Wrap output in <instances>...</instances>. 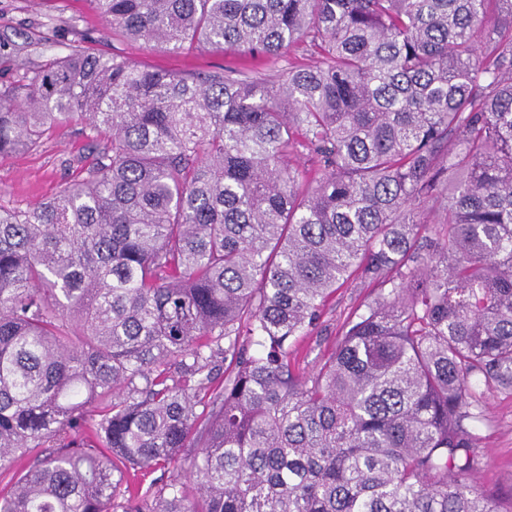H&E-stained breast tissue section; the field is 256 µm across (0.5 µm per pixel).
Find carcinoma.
<instances>
[{"mask_svg":"<svg viewBox=\"0 0 512 512\" xmlns=\"http://www.w3.org/2000/svg\"><path fill=\"white\" fill-rule=\"evenodd\" d=\"M90 2L288 67L72 47L0 87V154L74 117L103 143L0 208V512H142L158 468L148 512H503L473 476L476 383L512 390V0ZM356 273L387 293L296 375Z\"/></svg>","mask_w":512,"mask_h":512,"instance_id":"cac0c4a2","label":"carcinoma"}]
</instances>
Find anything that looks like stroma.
Wrapping results in <instances>:
<instances>
[{
  "label": "stroma",
  "instance_id": "35a3bbf8",
  "mask_svg": "<svg viewBox=\"0 0 512 512\" xmlns=\"http://www.w3.org/2000/svg\"><path fill=\"white\" fill-rule=\"evenodd\" d=\"M73 44L182 75L228 67L260 75L270 73L272 67L265 57L227 53L219 47L177 49L124 38L90 0H0V86L64 54ZM94 156V145L75 120L56 125L28 150L0 154V207L24 209L54 197ZM380 293L378 284L354 277L328 296L320 322L292 343L296 371L312 373L334 349L350 314ZM484 404L481 468L475 479L482 489L497 495L502 512H512V393L485 390Z\"/></svg>",
  "mask_w": 512,
  "mask_h": 512
}]
</instances>
